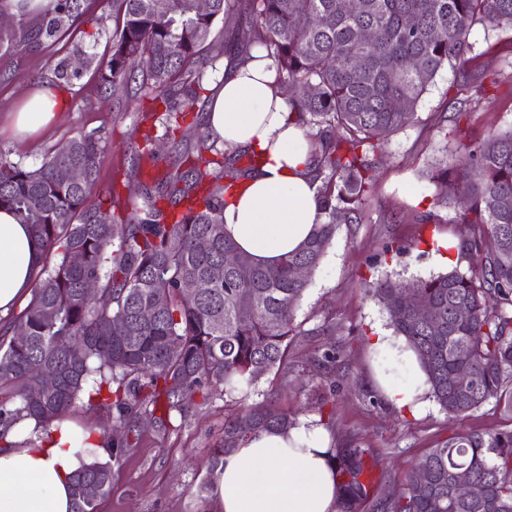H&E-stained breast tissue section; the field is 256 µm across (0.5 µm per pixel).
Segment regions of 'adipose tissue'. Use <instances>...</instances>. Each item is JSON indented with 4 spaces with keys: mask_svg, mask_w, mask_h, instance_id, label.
Returning <instances> with one entry per match:
<instances>
[{
    "mask_svg": "<svg viewBox=\"0 0 512 512\" xmlns=\"http://www.w3.org/2000/svg\"><path fill=\"white\" fill-rule=\"evenodd\" d=\"M60 110L47 87L30 92L16 114L14 130L34 132ZM206 128L225 148L246 150L257 165L224 207V228L240 249L273 262L297 250L322 220L308 169V142L288 100L275 81L270 61L224 64L206 114ZM39 261L28 225L0 209V315L30 294ZM93 430L62 422L50 439L18 446L16 432L0 442V512H72L71 477L82 461L77 450L94 442ZM327 431L308 420L285 431L252 436L213 474L210 499L215 512H337L334 454Z\"/></svg>",
    "mask_w": 512,
    "mask_h": 512,
    "instance_id": "1",
    "label": "adipose tissue"
}]
</instances>
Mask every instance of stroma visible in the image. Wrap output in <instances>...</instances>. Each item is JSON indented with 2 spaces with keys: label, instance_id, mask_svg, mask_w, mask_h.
<instances>
[{
  "label": "stroma",
  "instance_id": "obj_1",
  "mask_svg": "<svg viewBox=\"0 0 512 512\" xmlns=\"http://www.w3.org/2000/svg\"><path fill=\"white\" fill-rule=\"evenodd\" d=\"M87 22L82 41L98 64H106L112 36V0H83ZM470 40L478 58L467 70L445 69L423 96L411 122L385 144L387 164L379 171L374 191L365 204L366 219L341 225L336 238L296 313L297 334L288 352V368L264 377L251 394L252 401L273 399L299 419L331 415L333 447L356 443L368 449L370 476L376 496L399 487L406 472L426 448L456 433H493L512 429V419L494 402L461 417L448 416L429 397L415 361L404 358V341L393 333L380 305L367 296L363 283L373 278H426L451 269L448 251H435L424 240L461 235L452 210H438L437 224L416 223L418 213L434 209L435 187L427 173L432 165L456 156L455 141L435 130L444 114H452L450 86L487 82L497 72L498 83L471 105L461 121L472 140L512 126V36L480 26ZM76 40L63 35L19 47L0 62V151L26 167L39 166L47 153L68 139L92 134L100 137L101 187L116 186L128 207L141 206L137 180L126 179L127 149L141 142L139 98L118 99L105 91L94 69L83 70L72 85L60 87L63 110L47 129L23 139L7 132L10 115L35 77L52 80L56 66L71 57ZM403 243L407 252L384 253L389 243ZM336 323L334 334L320 333L325 321ZM391 339L388 347L374 348L377 335ZM335 350L333 365L317 363L325 351ZM393 375L407 386L412 407H400L381 391L378 375ZM237 397L217 392L192 407L184 419L159 428L163 407L154 416L136 422L128 434L129 446L112 463V493L98 512H211L209 497L200 495L206 478L203 463L215 448L226 418L243 412Z\"/></svg>",
  "mask_w": 512,
  "mask_h": 512
}]
</instances>
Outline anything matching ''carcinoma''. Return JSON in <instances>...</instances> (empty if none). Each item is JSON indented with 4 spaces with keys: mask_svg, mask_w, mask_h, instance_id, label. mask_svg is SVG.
<instances>
[{
    "mask_svg": "<svg viewBox=\"0 0 512 512\" xmlns=\"http://www.w3.org/2000/svg\"><path fill=\"white\" fill-rule=\"evenodd\" d=\"M112 8L102 85L118 97L130 96L134 83L151 90L145 115L163 113L175 132L195 110L207 70H216V23L230 12L248 17L247 43L271 59L276 82L292 88L288 103L306 130L323 221L301 248L260 264L224 231V194L252 170L253 156L245 168L235 156L199 166L172 138L159 168L147 134L129 168L140 178L143 163L155 167L152 185L141 183L145 205L118 216L120 195L99 186L95 136L69 139L32 168L0 150V207L29 225L42 251L27 304L0 320V440L24 419L47 433L65 413H99L122 425L138 409L161 404L184 418L198 397L219 389L246 398L263 376L288 368L296 311L310 286L296 268L315 272L339 226L362 223L384 143L412 119L443 70L475 59L474 26L512 33V0H355L351 10L344 0H212L207 12L195 0H112ZM31 14L20 6L16 25L0 33V61L34 39L73 35L85 23L81 0H49L41 16L30 20ZM368 29L370 41L363 38ZM413 57L421 63L415 71L406 66ZM485 93L480 84L455 98L458 156L429 173L435 205L453 209L454 223L465 228L458 259L475 267L364 286L446 414L462 416L493 399L512 418V127L468 143L460 126ZM62 163L84 168L88 180L60 182L55 170ZM450 182L457 189L452 197ZM201 237L209 240L205 250L197 245ZM229 252L249 263V280L228 268L223 278H211ZM91 282L97 298L85 292ZM188 282L199 287L191 301L183 293ZM409 287L430 305L428 318L406 307L402 293ZM144 304L155 310L148 323L137 317ZM250 306V315L241 316ZM460 307L467 317H457ZM19 326L26 335H16ZM460 369L472 373V382L452 381ZM40 371L58 380L57 389L43 391ZM295 423L271 400L251 405L224 421L208 473L249 436ZM366 453L349 446L333 455L340 512H365L374 495ZM459 469L472 473L471 496L463 501L449 484ZM423 470L431 475L427 484L419 480ZM84 480L98 482L97 499L81 497ZM72 484V512H97L98 501L112 493V464H85ZM386 501V512H512V430L449 436L417 460Z\"/></svg>",
    "mask_w": 512,
    "mask_h": 512,
    "instance_id": "carcinoma-1",
    "label": "carcinoma"
}]
</instances>
